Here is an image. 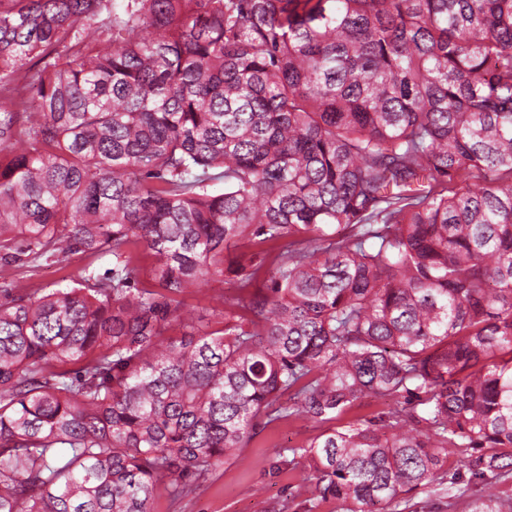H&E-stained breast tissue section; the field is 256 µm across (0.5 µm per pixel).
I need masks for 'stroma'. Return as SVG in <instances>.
Segmentation results:
<instances>
[{
	"label": "stroma",
	"instance_id": "35a3bbf8",
	"mask_svg": "<svg viewBox=\"0 0 512 512\" xmlns=\"http://www.w3.org/2000/svg\"><path fill=\"white\" fill-rule=\"evenodd\" d=\"M111 257L88 260L73 254L65 261L36 267L0 268V281L17 278L31 287L55 288L77 278L85 266L110 267ZM321 430L308 421L284 420L258 429L246 448L202 483L196 494L173 500L168 489L157 491L153 512H306L311 484L286 461L285 449L305 446Z\"/></svg>",
	"mask_w": 512,
	"mask_h": 512
}]
</instances>
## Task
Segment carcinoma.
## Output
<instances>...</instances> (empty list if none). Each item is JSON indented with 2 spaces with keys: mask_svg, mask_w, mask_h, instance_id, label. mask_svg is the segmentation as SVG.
<instances>
[{
  "mask_svg": "<svg viewBox=\"0 0 512 512\" xmlns=\"http://www.w3.org/2000/svg\"><path fill=\"white\" fill-rule=\"evenodd\" d=\"M79 252L0 287V512H152L281 420L312 509L512 512V0H0V267ZM92 263V268L99 272H103L106 268L111 267L112 256H106L94 260L93 258L84 257L82 254H73L66 258L65 261L45 264L42 263L37 267L8 268L0 267V284L4 279L10 280L17 278L27 283L32 288H58V285L65 286L70 281L61 282L63 279L77 278L85 266ZM232 291L231 282L224 277V282L212 281L204 288L192 289L182 297V300L186 310L191 311L194 318L205 316L204 322H207L211 309L219 306L224 294H229ZM385 408V405L375 400L368 398L362 399L361 402L353 406L341 417L338 424L346 425L348 422H352L356 419H370ZM448 502L452 503L448 507ZM402 504L399 509H404ZM402 512H468L467 499H448L439 495L419 493L408 503Z\"/></svg>",
  "mask_w": 512,
  "mask_h": 512,
  "instance_id": "cac0c4a2",
  "label": "carcinoma"
}]
</instances>
